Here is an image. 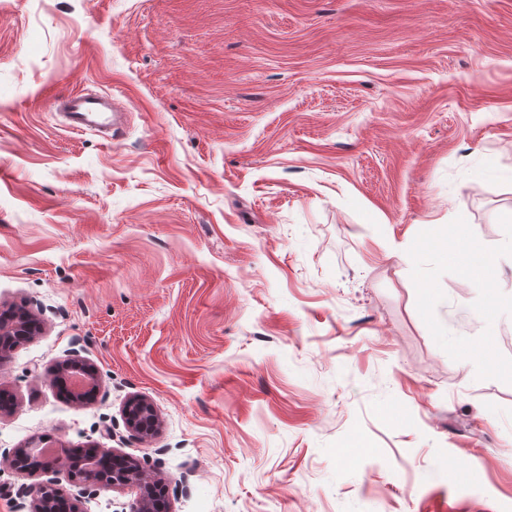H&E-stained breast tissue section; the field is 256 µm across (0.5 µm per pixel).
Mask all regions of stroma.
<instances>
[{"instance_id": "stroma-1", "label": "stroma", "mask_w": 512, "mask_h": 512, "mask_svg": "<svg viewBox=\"0 0 512 512\" xmlns=\"http://www.w3.org/2000/svg\"><path fill=\"white\" fill-rule=\"evenodd\" d=\"M77 91L111 141L63 127ZM20 304L0 456L112 448L172 512H512V0H0ZM74 352L86 402L51 379ZM50 481L137 496L0 465V512ZM54 107L68 120L71 131H102L112 127V99L93 92L70 94L55 101ZM67 358L56 364L53 370V381L57 383L59 378H69L72 373L79 372L87 385L95 387L98 385L97 371L93 365L81 359L77 354H71ZM122 415L128 430L142 441L150 440L160 424L154 404L143 396H132L127 399Z\"/></svg>"}]
</instances>
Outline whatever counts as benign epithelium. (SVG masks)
I'll return each instance as SVG.
<instances>
[{
    "instance_id": "1",
    "label": "benign epithelium",
    "mask_w": 512,
    "mask_h": 512,
    "mask_svg": "<svg viewBox=\"0 0 512 512\" xmlns=\"http://www.w3.org/2000/svg\"><path fill=\"white\" fill-rule=\"evenodd\" d=\"M44 322L22 305L0 315V361H5L20 344L39 335ZM78 372L86 384L98 385L97 371L93 365L73 354L56 364L53 381L68 378ZM123 419L132 435L142 441L151 439L157 432L160 421L151 400L143 396H132L122 409ZM41 444L31 441L21 448H14L3 455L15 470L38 467L44 471H65L73 474L85 489L98 484L110 483L114 487L134 485L139 494L131 504L129 512H168V504L161 495L162 478L155 471L145 469L137 460L114 449L96 448L93 450L95 465L83 467L77 473L61 465L68 457L65 451H57V457L49 459L40 451ZM19 502L15 512H78L76 505L69 503L55 484L30 485L18 491Z\"/></svg>"
}]
</instances>
